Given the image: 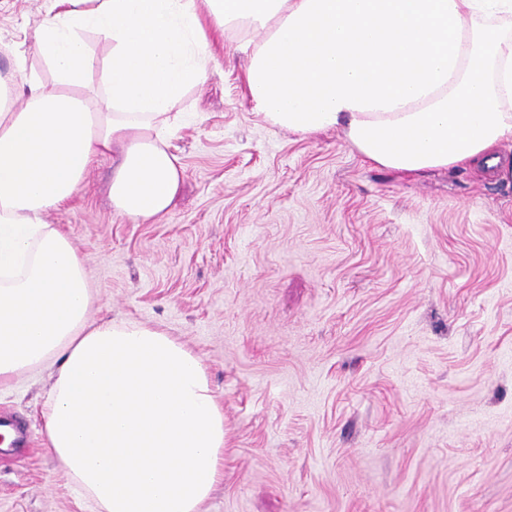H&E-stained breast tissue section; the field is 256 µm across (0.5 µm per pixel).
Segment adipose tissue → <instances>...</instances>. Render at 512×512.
Here are the masks:
<instances>
[{"label": "adipose tissue", "mask_w": 512, "mask_h": 512, "mask_svg": "<svg viewBox=\"0 0 512 512\" xmlns=\"http://www.w3.org/2000/svg\"><path fill=\"white\" fill-rule=\"evenodd\" d=\"M228 37L269 125L342 131L383 168L512 180V0H53L0 76V387L54 369L46 450L97 512H200L224 406L165 329L93 318L86 266L44 217L115 153L114 212L159 221L183 180L178 107Z\"/></svg>", "instance_id": "1"}]
</instances>
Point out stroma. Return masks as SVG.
<instances>
[{"label":"stroma","instance_id":"obj_1","mask_svg":"<svg viewBox=\"0 0 512 512\" xmlns=\"http://www.w3.org/2000/svg\"><path fill=\"white\" fill-rule=\"evenodd\" d=\"M49 0H0V74ZM226 39L171 140L157 222L119 217L115 160L45 220L102 314L165 327L224 405L202 512H512V183L365 161L338 130L257 115ZM51 373L0 388L29 444L0 451V512H96L42 446Z\"/></svg>","mask_w":512,"mask_h":512}]
</instances>
